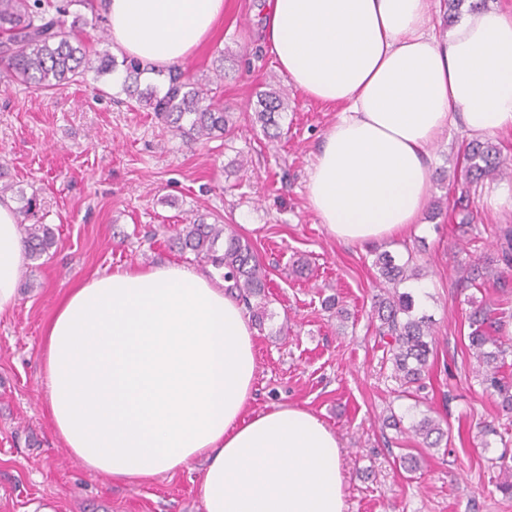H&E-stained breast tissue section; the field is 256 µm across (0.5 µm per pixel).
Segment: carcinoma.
Instances as JSON below:
<instances>
[{"label":"carcinoma","instance_id":"obj_1","mask_svg":"<svg viewBox=\"0 0 512 512\" xmlns=\"http://www.w3.org/2000/svg\"><path fill=\"white\" fill-rule=\"evenodd\" d=\"M73 0H0V77L18 81L39 90H56L81 81L92 68L86 45L76 34L80 17L67 22ZM96 71L107 74L122 66L125 91L155 112L173 131L188 143L209 140L231 132L233 121L224 105L216 100L208 84L186 76L176 68L166 73L163 89L147 86L139 89L142 74L152 67L134 58L117 61L110 54L98 58ZM288 104L278 92L259 94L254 116L264 132L278 128L277 117ZM512 168L503 160L498 148L489 141L467 144L461 163V176L468 183L503 177ZM22 242L33 258L46 254L55 243L53 231L46 224H19ZM177 245L182 253L206 259L217 268L224 267V277L234 281L233 288L258 319L266 315L267 288L263 266L248 242L218 222L208 223L198 217L178 231ZM378 267L386 287L376 295L374 310L380 321V335L387 339L394 377L401 385L420 384L424 369L433 354L429 318L413 315L414 298L399 286L420 275L407 263L398 264L387 251L378 253ZM466 288H480L492 282L501 288L507 282L503 272L490 258H477L460 277ZM470 349L482 366V383L498 393L502 409L512 411V385L499 376L500 368L512 350L499 343L497 334L503 324L486 305L479 304L470 313ZM410 431L431 447L439 445L445 435L439 422L425 416L410 426Z\"/></svg>","mask_w":512,"mask_h":512}]
</instances>
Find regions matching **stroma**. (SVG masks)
Segmentation results:
<instances>
[{
  "mask_svg": "<svg viewBox=\"0 0 512 512\" xmlns=\"http://www.w3.org/2000/svg\"><path fill=\"white\" fill-rule=\"evenodd\" d=\"M264 10L265 0H226L213 36L182 63L203 80L224 73L218 97L234 129L201 143L186 144L129 96L120 68L53 91L0 82V183L35 198L28 223L55 236L49 253L25 267L13 311L0 316V512H27L39 497L60 512H203L196 463L140 483L89 475L55 434L42 385L44 327L69 288L119 267L210 269L170 246L200 216L232 225L266 270L247 411L286 404L322 418L343 451L348 512H512V495L495 487L497 458L512 466V413L482 385L468 349L474 300L503 312L500 339L512 346V286H458L462 267L498 256L512 209L495 198L512 196V178L470 188L452 181L469 141L453 128L432 151L418 227L372 249L332 238L306 184L339 108L278 70L259 38ZM270 89L288 102L274 141L253 121L259 93ZM379 250L414 258L428 287L415 311L432 317L433 354L423 390L405 396L373 312ZM329 299L339 310L326 308ZM392 415L401 429L387 426ZM426 416L447 430V444L430 448L410 432ZM487 424L492 434H483ZM407 453L418 471L404 468Z\"/></svg>",
  "mask_w": 512,
  "mask_h": 512,
  "instance_id": "stroma-1",
  "label": "stroma"
}]
</instances>
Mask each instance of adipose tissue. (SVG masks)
<instances>
[{"label": "adipose tissue", "mask_w": 512, "mask_h": 512, "mask_svg": "<svg viewBox=\"0 0 512 512\" xmlns=\"http://www.w3.org/2000/svg\"><path fill=\"white\" fill-rule=\"evenodd\" d=\"M225 0H108L112 42L163 69L184 61ZM430 0H269L266 42L294 87L341 105L309 171L312 210L336 240L372 244L418 223L427 159L450 125L512 128V11L476 9L447 39ZM27 263L15 203L0 199V316ZM254 330L227 280L168 263L74 285L44 335L56 435L101 478L141 482L205 459L204 512H347L340 443L277 405L246 415Z\"/></svg>", "instance_id": "ef3b65f1"}]
</instances>
